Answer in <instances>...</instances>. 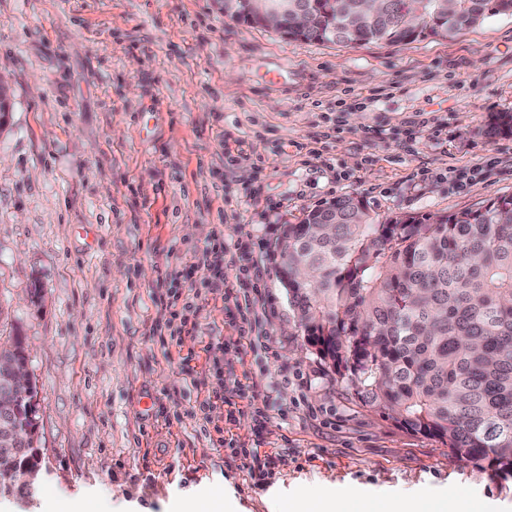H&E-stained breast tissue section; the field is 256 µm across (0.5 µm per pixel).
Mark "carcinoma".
<instances>
[{"mask_svg":"<svg viewBox=\"0 0 512 512\" xmlns=\"http://www.w3.org/2000/svg\"><path fill=\"white\" fill-rule=\"evenodd\" d=\"M316 27L292 28L298 11ZM512 0H288L284 35L355 45L446 37ZM493 135H512L499 112ZM278 273L305 339L363 402L406 429L445 441L448 456L512 476V194L446 215L372 221L362 200L341 196L286 224ZM26 359L20 332L0 341V385ZM13 420L32 424L26 402ZM33 441L0 445V496L30 485Z\"/></svg>","mask_w":512,"mask_h":512,"instance_id":"carcinoma-1","label":"carcinoma"}]
</instances>
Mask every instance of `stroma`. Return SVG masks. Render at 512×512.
I'll return each instance as SVG.
<instances>
[{"mask_svg":"<svg viewBox=\"0 0 512 512\" xmlns=\"http://www.w3.org/2000/svg\"><path fill=\"white\" fill-rule=\"evenodd\" d=\"M0 81V335L28 347L42 451L31 494L0 512H172L219 487L224 512L301 490L344 494V512L399 497L512 512V477L456 465L337 381L275 251L284 225L341 196L382 224L512 194V136L488 133L512 113V17L343 45L227 19L219 0H0ZM215 231L257 263L272 358L227 342L235 267L217 291L189 273ZM170 288L200 304L177 346L152 331ZM236 381L234 419L215 402L200 432L193 407ZM238 448L274 457L264 488Z\"/></svg>","mask_w":512,"mask_h":512,"instance_id":"obj_1","label":"stroma"}]
</instances>
